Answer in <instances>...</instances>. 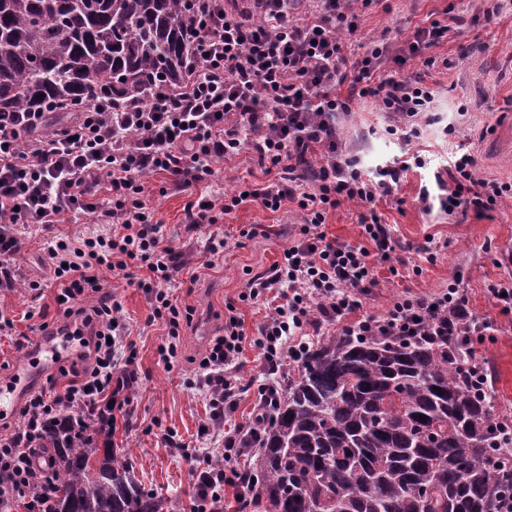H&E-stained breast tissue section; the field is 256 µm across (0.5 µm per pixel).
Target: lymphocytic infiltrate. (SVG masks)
<instances>
[{
	"instance_id": "1",
	"label": "lymphocytic infiltrate",
	"mask_w": 512,
	"mask_h": 512,
	"mask_svg": "<svg viewBox=\"0 0 512 512\" xmlns=\"http://www.w3.org/2000/svg\"><path fill=\"white\" fill-rule=\"evenodd\" d=\"M294 0H186L184 22L193 51L184 59L191 80L182 91L164 90L150 103L113 106L102 98L87 106L66 128L43 130L41 112L0 113V288L14 285L11 260L21 240L20 224H62L86 214L112 225V232L91 234L74 243L60 238L47 252L61 288L59 307L66 323L61 335L87 337L89 363L83 376L63 391L33 395L13 432L0 436V500L22 501L25 512H40L30 496L33 484L47 485L50 466L36 464L40 430L68 405L95 407L112 386L116 346L125 335L117 323V305L93 309L82 305L100 292L101 270L129 272L146 264L150 276L152 320L165 321L171 336L161 348L165 362L178 355L182 312L170 290L175 267L173 248L163 246L160 225L147 199V180L161 174L186 190L207 183L216 160L254 150L272 182L248 184L223 197L195 200L190 220L215 223L244 200L277 212L296 205L304 213L300 237L280 262L250 281V298L289 287L286 303L269 313L255 340L269 372L285 359L299 360L305 350L296 336L314 316L342 320L359 308V293L375 282L372 255L389 259L390 232L373 208L394 195L407 164L383 167L377 178L364 177L357 157L336 139L340 114L368 97L377 98L397 129L419 137L433 120L435 97L422 77L383 76L388 63L411 57L426 66L436 60L430 49L453 30L435 19L415 28L405 41H374L352 64V77L339 70L346 36L359 30V6L373 0H308L306 10ZM321 154L319 166L309 158ZM448 180L439 181L440 207L448 214L473 212L483 217L512 197V183L478 176L471 155L453 156ZM368 210L362 225L369 246L327 239L321 230L329 210L342 202ZM451 312L459 329L482 335L485 326L469 308L463 288L451 285L441 296L406 298L386 316H363L343 332L352 336H416L422 324ZM246 336L236 315H228L200 362L196 381L207 391L214 416L234 407L236 378L230 368ZM245 452L236 435L224 437V461L214 466L211 453L195 456L192 470L201 496L222 498L225 488L243 489L237 465Z\"/></svg>"
}]
</instances>
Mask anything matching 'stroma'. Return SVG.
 <instances>
[{
    "mask_svg": "<svg viewBox=\"0 0 512 512\" xmlns=\"http://www.w3.org/2000/svg\"><path fill=\"white\" fill-rule=\"evenodd\" d=\"M450 5L458 18L455 32L431 48L430 54L449 59L451 69L426 67L418 57L396 68L401 76L424 75L435 94L437 122L421 138L403 139L389 133L379 102L369 98L338 121L339 142L354 149L368 172L417 155L426 164L404 172L396 198L378 206L395 251L389 260H377L376 282L361 295L359 313L349 314L341 324L322 322L309 329L308 338L339 335L343 324L353 323L358 315L381 317L398 301L433 298L450 284H460L471 311L492 326L490 335L475 343L474 350L495 390L498 412L512 416V310L493 302L487 291L491 284L512 280V199L488 219L472 214L449 216L437 207L427 212L418 204L421 192L437 194L436 177L444 173L454 154L474 156L484 177L512 182V164L502 163L491 145L496 127L512 116V8L487 18L479 0H380L363 14L347 51L362 54L384 37L401 42L415 27L442 18ZM462 105L471 113L470 123L449 133L448 125ZM216 168L218 173L208 187L215 196L244 182L261 184L267 179L256 155L247 149L235 158L218 161ZM196 196L193 189L167 187L163 176L151 180L148 203L161 224L162 241L179 254L176 296L191 311L189 323L180 331L182 351L177 361L165 363L160 355L169 328L164 321L149 319L151 298L136 284L137 278L146 277V270L135 269L131 281L102 270L101 292L83 301L87 308L99 305L105 297L121 305L120 317L135 358L129 365L118 363L114 377L119 380L129 375L134 382L114 395L122 409L116 414L113 441L142 483L167 499L170 512H183V505L195 494L189 455L215 447L210 432L247 425L260 411L259 387L269 376L254 340L277 300L248 298L249 282L280 261L284 249L298 238L302 222L295 208L272 212L250 201L218 216L216 223L196 226L187 215ZM358 219L357 208L345 202L328 213L321 229L327 238L363 245L367 239ZM110 230V225L97 223L92 214L73 224L18 225L23 248L12 263L16 285L0 288V315L14 322L11 335L0 334V378L10 373L28 343L39 335L41 323L53 329L62 323L47 244L60 237L77 240ZM213 238L225 242L223 253L215 257L208 253ZM34 280L40 282V289H31ZM230 306L247 341L234 370L239 385L236 408L219 424L212 419L205 390L192 387L191 382L212 338L223 335L224 314ZM168 434L186 446V453L168 448L164 440Z\"/></svg>",
    "mask_w": 512,
    "mask_h": 512,
    "instance_id": "35a3bbf8",
    "label": "stroma"
}]
</instances>
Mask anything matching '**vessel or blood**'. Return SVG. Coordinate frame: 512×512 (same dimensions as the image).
I'll return each mask as SVG.
<instances>
[{
    "instance_id": "1",
    "label": "vessel or blood",
    "mask_w": 512,
    "mask_h": 512,
    "mask_svg": "<svg viewBox=\"0 0 512 512\" xmlns=\"http://www.w3.org/2000/svg\"><path fill=\"white\" fill-rule=\"evenodd\" d=\"M57 360L54 335L45 334L31 345L9 378L0 381V414L11 412L19 401L33 392Z\"/></svg>"
}]
</instances>
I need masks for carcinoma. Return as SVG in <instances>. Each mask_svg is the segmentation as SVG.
<instances>
[{"label": "carcinoma", "mask_w": 512, "mask_h": 512, "mask_svg": "<svg viewBox=\"0 0 512 512\" xmlns=\"http://www.w3.org/2000/svg\"><path fill=\"white\" fill-rule=\"evenodd\" d=\"M181 0H0V113L100 94L148 103L184 81ZM449 316L421 336H327L287 364L257 436L258 488L237 512H512L507 416L462 362ZM424 418H419V415ZM112 405L67 406L46 423L55 458L47 512H163L114 448Z\"/></svg>", "instance_id": "obj_1"}]
</instances>
